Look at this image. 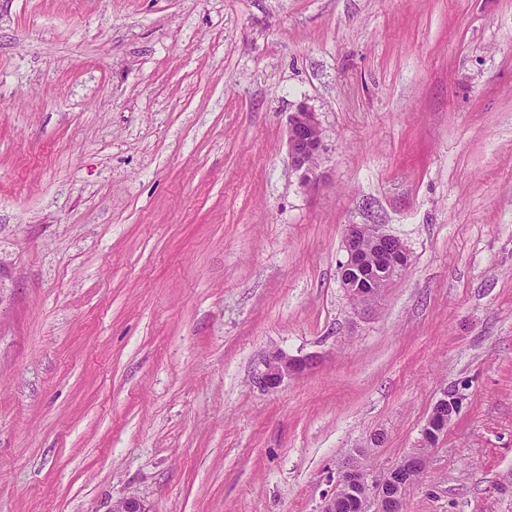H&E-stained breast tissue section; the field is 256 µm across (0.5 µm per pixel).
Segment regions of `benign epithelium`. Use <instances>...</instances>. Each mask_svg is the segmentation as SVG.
Returning <instances> with one entry per match:
<instances>
[{
	"mask_svg": "<svg viewBox=\"0 0 512 512\" xmlns=\"http://www.w3.org/2000/svg\"><path fill=\"white\" fill-rule=\"evenodd\" d=\"M286 143L293 169L299 174L303 187L314 189L323 179L322 163L325 152L324 132L317 113L304 101L289 113L286 126ZM372 243L371 250L360 247V241ZM340 286L345 295L358 308L364 309L375 302L384 285L400 277L410 266L411 254L397 237L387 234L379 224H350L344 231ZM308 358H291L275 350L264 360V370L257 377L259 385L276 388L285 379L306 370ZM434 416H429L422 431L419 447L411 451L397 466L376 477L367 464H358L352 458L336 468L333 488L324 498L320 512H336L338 502L353 495L359 499L360 510L366 512H405L408 487L396 483L394 473L398 468L414 464L413 478H420L426 467V448L434 444L430 434ZM108 512H149L141 499L134 495L112 502Z\"/></svg>",
	"mask_w": 512,
	"mask_h": 512,
	"instance_id": "1",
	"label": "benign epithelium"
}]
</instances>
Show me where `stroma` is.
<instances>
[{
	"label": "stroma",
	"mask_w": 512,
	"mask_h": 512,
	"mask_svg": "<svg viewBox=\"0 0 512 512\" xmlns=\"http://www.w3.org/2000/svg\"><path fill=\"white\" fill-rule=\"evenodd\" d=\"M349 224L411 252L363 313ZM0 259V512H320L446 387L407 512H512V0H0ZM286 143L293 169L299 174L303 187L314 189L323 179L324 132L317 113L300 102L289 113ZM310 364L309 358H291L282 351H271L264 360V370L257 382L264 388H277L284 379L300 374Z\"/></svg>",
	"instance_id": "stroma-1"
}]
</instances>
